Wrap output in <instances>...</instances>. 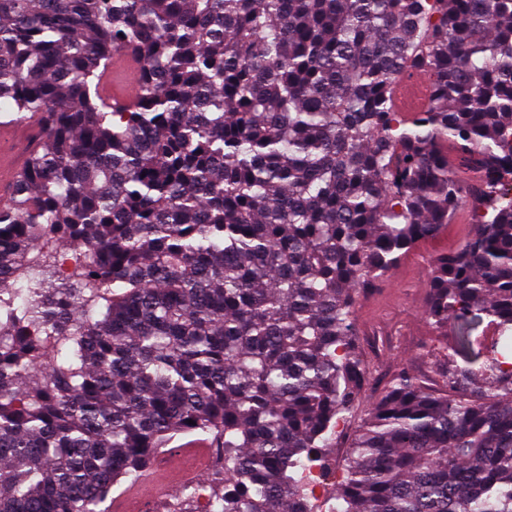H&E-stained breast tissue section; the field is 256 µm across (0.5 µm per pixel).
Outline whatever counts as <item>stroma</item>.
Here are the masks:
<instances>
[{"instance_id": "obj_1", "label": "stroma", "mask_w": 512, "mask_h": 512, "mask_svg": "<svg viewBox=\"0 0 512 512\" xmlns=\"http://www.w3.org/2000/svg\"><path fill=\"white\" fill-rule=\"evenodd\" d=\"M471 224L470 212L461 209L444 233L417 245L379 290L360 297L355 318L359 346L369 367V384L352 417L336 436L331 455L337 461L347 457L365 414L398 370L408 369L428 389H444L443 370L454 337L432 328L422 310L430 288L432 258L456 249Z\"/></svg>"}]
</instances>
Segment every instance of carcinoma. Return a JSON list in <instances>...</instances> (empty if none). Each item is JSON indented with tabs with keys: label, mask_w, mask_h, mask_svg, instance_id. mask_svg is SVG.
Segmentation results:
<instances>
[{
	"label": "carcinoma",
	"mask_w": 512,
	"mask_h": 512,
	"mask_svg": "<svg viewBox=\"0 0 512 512\" xmlns=\"http://www.w3.org/2000/svg\"><path fill=\"white\" fill-rule=\"evenodd\" d=\"M0 112L40 145L0 208V512H104L184 437L207 512H313L357 298L464 205L423 310L464 365L391 377L331 512H512V0H0ZM139 64L127 53L115 55L112 66L104 82L103 91L116 104L126 103L134 92L131 89L133 80H137ZM430 90L417 74L404 76L397 84L394 103L399 112H418L426 106Z\"/></svg>",
	"instance_id": "cac0c4a2"
}]
</instances>
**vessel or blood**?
Wrapping results in <instances>:
<instances>
[{
	"label": "vessel or blood",
	"mask_w": 512,
	"mask_h": 512,
	"mask_svg": "<svg viewBox=\"0 0 512 512\" xmlns=\"http://www.w3.org/2000/svg\"><path fill=\"white\" fill-rule=\"evenodd\" d=\"M138 68L137 61L129 54L114 56L104 82V93L115 103H126L133 95L131 84L137 78ZM429 94L428 84L419 75L406 76L396 86L394 103L398 111L417 112L424 109ZM0 137L19 140L16 152L0 154V205L4 206L10 202V187L27 154L34 149L36 139L31 134L23 135L21 127L13 122H0ZM206 460L207 445L200 441L182 444L177 452L162 455L157 464L142 471L130 487L114 498L113 512H130L144 490H168L192 480L199 473V464Z\"/></svg>",
	"instance_id": "obj_1"
}]
</instances>
